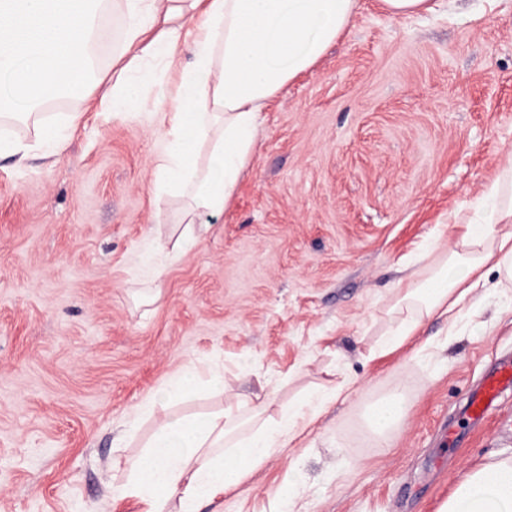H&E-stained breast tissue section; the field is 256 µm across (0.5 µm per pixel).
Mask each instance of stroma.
<instances>
[{"instance_id": "obj_1", "label": "stroma", "mask_w": 512, "mask_h": 512, "mask_svg": "<svg viewBox=\"0 0 512 512\" xmlns=\"http://www.w3.org/2000/svg\"><path fill=\"white\" fill-rule=\"evenodd\" d=\"M393 17L359 0L344 36L261 114L253 159L205 238L168 262L149 310L131 291L173 234L158 201L160 88L136 114L82 113L54 160L0 158V512H139L112 483L135 443L127 414L182 364L224 367L229 399L288 405L351 383L305 440L278 449L200 512H439L475 469L512 457V396L456 444L441 431L512 357V287L425 323L424 348L382 354L400 278L454 245L512 156V0H438ZM400 388L403 425L382 451L363 414Z\"/></svg>"}]
</instances>
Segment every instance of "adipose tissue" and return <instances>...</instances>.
<instances>
[{
  "mask_svg": "<svg viewBox=\"0 0 512 512\" xmlns=\"http://www.w3.org/2000/svg\"><path fill=\"white\" fill-rule=\"evenodd\" d=\"M122 17L112 52V75L90 83L95 63L88 50L103 36L104 0H0V74L12 76L24 108L0 100V154L24 161L35 150L60 154L64 127L44 112L45 102L64 94H98L102 112H125L146 79L178 71L179 80L162 112L163 145L156 156L158 198L176 197L179 212L174 253L200 242L207 225L199 213H223L255 146L261 113L291 80L311 70L326 47L347 29L358 0H114ZM190 64H182L183 52ZM31 124L33 141L13 137L14 120ZM483 219L466 224L459 240L423 270L398 283V315L385 341L403 346L432 319L453 320L476 305L475 292L512 283V164L487 190ZM508 232H499V225ZM224 388V373L200 376L189 362L142 399L128 416L134 436L139 420L170 401L189 397L199 380ZM340 396L328 390L291 402L268 421L269 402L250 409L231 402L222 409L171 414L128 461L112 489L138 499L141 512H198L201 503L234 491L277 450L311 432L314 422ZM405 396L390 392L365 415L379 441H387L407 414ZM441 512H512V459L473 471Z\"/></svg>",
  "mask_w": 512,
  "mask_h": 512,
  "instance_id": "ef3b65f1",
  "label": "adipose tissue"
}]
</instances>
